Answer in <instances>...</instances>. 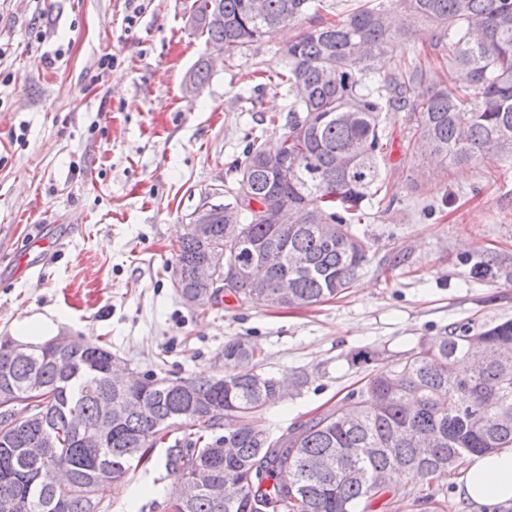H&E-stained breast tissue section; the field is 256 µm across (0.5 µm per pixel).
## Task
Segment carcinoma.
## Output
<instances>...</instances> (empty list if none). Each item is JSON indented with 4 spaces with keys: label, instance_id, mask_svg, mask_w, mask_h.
Returning a JSON list of instances; mask_svg holds the SVG:
<instances>
[{
    "label": "carcinoma",
    "instance_id": "carcinoma-1",
    "mask_svg": "<svg viewBox=\"0 0 512 512\" xmlns=\"http://www.w3.org/2000/svg\"><path fill=\"white\" fill-rule=\"evenodd\" d=\"M318 0H193L190 24L231 63L285 25L279 83L288 87V120L278 146L254 138L228 193L246 187L266 206L295 207L288 231L247 211L240 235L256 249L274 246L270 273L224 284L242 300L280 297L282 308L310 307L338 297L367 262L368 243L354 225L366 203L382 204L384 118L405 113L407 149L452 165L486 157L512 161V0H358L342 19L315 22ZM397 7L435 25L434 49L445 53L443 78L417 63H393L389 49L410 39L395 28ZM219 11L224 23H207ZM211 68L202 58L189 75L201 90ZM294 171L277 179L266 159ZM228 225L217 220L199 240L186 230L173 272H185L227 250ZM0 338V500L15 512H107V489L132 464L183 431L164 455L179 485L164 508L174 512H371L402 482L418 483L427 504L443 493L440 474L464 468L468 456L512 446V317L470 318L421 338L395 361L372 368L329 409L279 437L261 423L284 400L283 381L255 370L256 349L236 338L224 344V375L167 379L112 377V351L81 341L60 352L33 346L17 359ZM224 433H218V430ZM49 448L44 462L29 454Z\"/></svg>",
    "mask_w": 512,
    "mask_h": 512
}]
</instances>
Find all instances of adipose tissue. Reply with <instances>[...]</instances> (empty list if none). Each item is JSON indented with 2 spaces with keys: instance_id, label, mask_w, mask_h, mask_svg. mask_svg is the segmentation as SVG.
I'll use <instances>...</instances> for the list:
<instances>
[{
  "instance_id": "ef3b65f1",
  "label": "adipose tissue",
  "mask_w": 512,
  "mask_h": 512,
  "mask_svg": "<svg viewBox=\"0 0 512 512\" xmlns=\"http://www.w3.org/2000/svg\"><path fill=\"white\" fill-rule=\"evenodd\" d=\"M458 492L477 507L512 499V447L471 456Z\"/></svg>"
}]
</instances>
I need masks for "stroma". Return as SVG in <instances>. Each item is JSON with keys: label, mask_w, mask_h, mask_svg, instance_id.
I'll return each instance as SVG.
<instances>
[{"label": "stroma", "mask_w": 512, "mask_h": 512, "mask_svg": "<svg viewBox=\"0 0 512 512\" xmlns=\"http://www.w3.org/2000/svg\"><path fill=\"white\" fill-rule=\"evenodd\" d=\"M141 4L131 26L124 0H0V337L50 312L60 333L172 379L223 374L225 342L243 337L258 371L308 375L263 415L278 436L345 400L363 375L351 351L391 361L450 322L512 317V164L445 168L412 155L400 112L386 119L383 163L395 203L358 225L370 252L352 288L309 308L228 294L187 306L173 277L184 226L203 203H227L253 139L278 141L269 118H287L288 92L253 93L246 75L281 71L289 34L216 63L191 94L188 72L207 51L190 30L192 0ZM414 28L390 57L445 68L431 26ZM163 455L107 490L109 512H158L174 485Z\"/></svg>", "instance_id": "obj_1"}]
</instances>
